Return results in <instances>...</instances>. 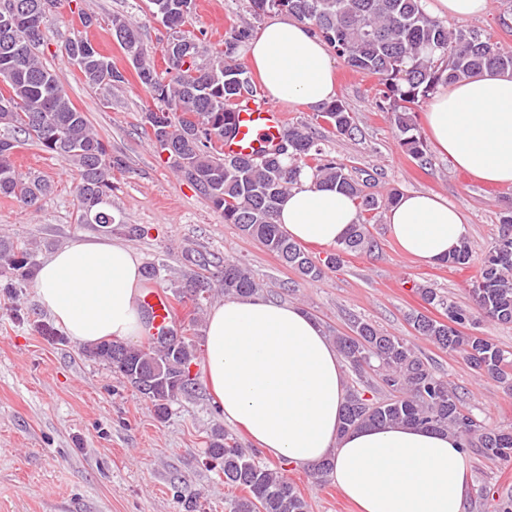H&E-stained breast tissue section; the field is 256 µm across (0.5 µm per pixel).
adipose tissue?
<instances>
[{
    "mask_svg": "<svg viewBox=\"0 0 512 512\" xmlns=\"http://www.w3.org/2000/svg\"><path fill=\"white\" fill-rule=\"evenodd\" d=\"M269 98L317 107L336 94L327 45L294 19L268 21L246 48ZM439 153L474 179L512 186V75L486 69L439 87L426 111ZM409 256L439 264L466 234L463 212L437 194L408 192L385 215ZM335 187L301 171L277 224L302 244L332 245L358 223ZM141 265L128 246L77 240L51 253L35 275L40 306L82 345L134 341L146 323ZM202 379L226 421L267 453L330 478L360 512H463L469 459L458 439L408 425L340 433L346 384L336 348L305 310L262 297L215 306L205 327Z\"/></svg>",
    "mask_w": 512,
    "mask_h": 512,
    "instance_id": "ef3b65f1",
    "label": "adipose tissue"
}]
</instances>
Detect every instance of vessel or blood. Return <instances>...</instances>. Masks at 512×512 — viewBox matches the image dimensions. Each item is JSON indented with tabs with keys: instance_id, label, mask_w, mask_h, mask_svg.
<instances>
[{
	"instance_id": "vessel-or-blood-1",
	"label": "vessel or blood",
	"mask_w": 512,
	"mask_h": 512,
	"mask_svg": "<svg viewBox=\"0 0 512 512\" xmlns=\"http://www.w3.org/2000/svg\"><path fill=\"white\" fill-rule=\"evenodd\" d=\"M285 120V112L270 103L260 108L242 107L236 114V134L223 145L225 155L248 154L275 144ZM141 302L151 312L150 336H159L172 328L176 311L168 294L151 287L144 291Z\"/></svg>"
}]
</instances>
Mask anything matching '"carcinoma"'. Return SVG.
<instances>
[{
	"label": "carcinoma",
	"instance_id": "obj_1",
	"mask_svg": "<svg viewBox=\"0 0 512 512\" xmlns=\"http://www.w3.org/2000/svg\"><path fill=\"white\" fill-rule=\"evenodd\" d=\"M55 0H0V76L6 89L0 91V196L39 208L54 193L53 184L39 174H22L16 168L15 149L27 142L40 146L76 169L78 222L98 224L112 231V168L121 159L112 157L108 146L94 132L86 113L78 110L55 73L42 61L41 29L28 31L27 19L40 12L44 24L50 10H40ZM257 19L275 11L307 24L347 67L378 77V107L389 112L399 145L412 158L426 160L424 141L414 122L413 106L433 95L442 84L469 78L483 69L512 73V48L504 49L476 29L449 30L442 20L426 10V0H249ZM194 0H149V11L164 24L166 42L190 44V61L168 63L165 74L157 72L137 28L124 15L112 17V34L123 36L121 48L133 64L141 84L157 106L142 113L141 125L157 149H174L171 167L190 183L226 224H234L245 237L259 241L301 276L317 280L325 270L335 269L343 255L373 248L370 222L399 198L397 190L378 196L365 191L366 181L324 148L322 137L309 123L283 127L276 147L251 155L226 156L224 138L236 127V110L242 98L252 93L250 76L239 62V47L253 35L254 25L244 20L224 37V47L208 45L184 29ZM92 88L118 89L125 83L112 59L94 52L81 69ZM316 117L334 136L350 137L354 117L338 99L324 104ZM307 169L315 181L331 184L355 203L360 223L351 225L336 252L323 262L314 260L275 224L274 216L285 194L293 187L295 174ZM499 235L481 260L479 276L470 293L484 317L512 325V210L505 211ZM472 261L467 240H462L446 260L450 268L466 267ZM193 269L183 274L184 289L195 306L211 297L216 286L199 272L206 266L192 260ZM35 255L20 243L0 239V288H15L30 281ZM224 295L247 299L259 286L242 264L224 259L219 286ZM421 298L440 307L446 320L422 313L410 317L415 332L440 349L457 353L477 374L512 390V354L462 328L473 323V313L436 289L418 288ZM351 333L334 336L343 361L355 372L376 368L389 392L384 399L367 398L354 389L347 394L341 432L366 426L411 424L435 432H451L462 447L488 457L512 460V429L487 426L464 409L457 388L424 360L408 340L390 334L363 318L352 321ZM89 356L108 365L112 372L149 399L159 419L168 416L171 405L195 391L191 375L196 345L190 337L172 330L144 349L129 350L118 342H101L87 349ZM208 456L223 464L224 482L242 488L245 495L228 503L229 512H308V503L293 482L257 459L256 451L242 447L228 433L212 435Z\"/></svg>",
	"mask_w": 512,
	"mask_h": 512
}]
</instances>
